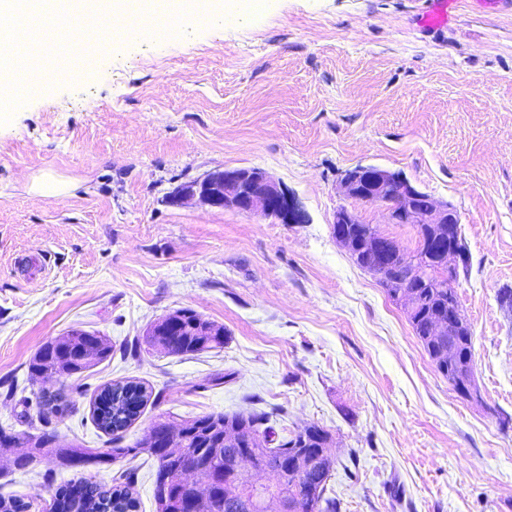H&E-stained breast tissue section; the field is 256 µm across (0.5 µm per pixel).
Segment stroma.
I'll return each instance as SVG.
<instances>
[{
    "label": "stroma",
    "instance_id": "1",
    "mask_svg": "<svg viewBox=\"0 0 512 512\" xmlns=\"http://www.w3.org/2000/svg\"><path fill=\"white\" fill-rule=\"evenodd\" d=\"M266 0L191 20L170 38L98 48L93 71L48 82L0 125V427L40 433L22 397L61 394V445L106 447L97 387L152 390L121 446L158 416L271 412L278 434L327 430L340 512H512V0ZM402 172L461 217L459 302L481 399L455 393L378 275L333 237L342 173ZM258 167L293 192L306 224L172 206L180 183ZM67 194L39 196L45 176ZM189 308L224 328L196 356L136 349ZM82 329L112 356L87 390L30 379L47 341ZM0 497L49 499L78 475L108 484L135 466L138 512H156L155 457L76 471L51 454Z\"/></svg>",
    "mask_w": 512,
    "mask_h": 512
}]
</instances>
